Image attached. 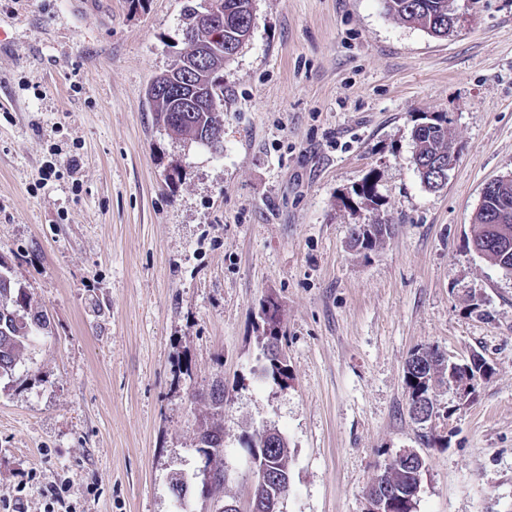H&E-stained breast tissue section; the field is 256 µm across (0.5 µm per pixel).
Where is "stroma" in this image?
Listing matches in <instances>:
<instances>
[{"mask_svg": "<svg viewBox=\"0 0 512 512\" xmlns=\"http://www.w3.org/2000/svg\"><path fill=\"white\" fill-rule=\"evenodd\" d=\"M186 3L0 0V256L50 317L0 380V512L19 491L44 512L65 480L55 512H212L188 394L216 380L226 501L246 505L244 443L268 425L292 457L283 512H366L404 448L426 463L413 512H512V274L472 243L484 185L512 174V0H454L445 38L383 0H253L220 72V153L147 97ZM432 113L457 154L439 190L412 159ZM367 178L395 232L366 256L350 228L371 212L342 200ZM269 299L284 387L257 372ZM429 346L488 372L435 387L425 429L404 375Z\"/></svg>", "mask_w": 512, "mask_h": 512, "instance_id": "obj_1", "label": "stroma"}]
</instances>
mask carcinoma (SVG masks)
I'll use <instances>...</instances> for the list:
<instances>
[{
  "label": "carcinoma",
  "mask_w": 512,
  "mask_h": 512,
  "mask_svg": "<svg viewBox=\"0 0 512 512\" xmlns=\"http://www.w3.org/2000/svg\"><path fill=\"white\" fill-rule=\"evenodd\" d=\"M388 14L396 17L405 24L417 26L435 37L448 36V0H384ZM252 16V0H224V31L215 35L222 38L224 56L211 60L209 78L205 84L212 87L218 103H224V87L219 81V72L224 62L231 59L233 45L241 30L240 21ZM154 122L177 135L182 131L176 129V123L183 122L177 105L165 99H151ZM194 127L198 131H210L221 126L219 112L200 110L193 113L192 123L185 127ZM415 166L434 167L435 164L455 160L453 155L454 140L448 127V118L439 115L432 125L425 127L413 136ZM512 202V181L499 187L497 194L487 200L484 207L474 216L477 230L473 242L487 245L496 237L492 224L488 219L490 212L500 206L501 201ZM393 225L365 237L359 245V251L369 254L377 244L391 236ZM49 323L48 313L43 307L34 303L33 294L12 277L11 268L0 259V371L9 377L13 375L27 356L33 340L39 336ZM265 336L260 338L262 371L271 377L275 383H280V377L288 376L287 365L278 360L272 347L278 344L279 337L274 335L277 322L267 321ZM448 377V360L435 349L428 348L414 353L408 360L405 369V384L408 390L409 403L413 404L422 399H432L433 388L444 378ZM191 397L195 400L206 401L211 412L205 415L199 423L197 435L199 451L206 459H215L218 467L224 466V384L216 382L204 391H194ZM265 432L259 431L250 436L245 442L246 448L255 453L252 460L256 472L275 471L282 478L291 473V460L288 447L284 441L279 446L271 448L264 443ZM420 466L404 460L392 459L386 464L382 480L393 488L392 506L390 512H407L409 502L406 499V489L416 482Z\"/></svg>",
  "instance_id": "cac0c4a2"
}]
</instances>
